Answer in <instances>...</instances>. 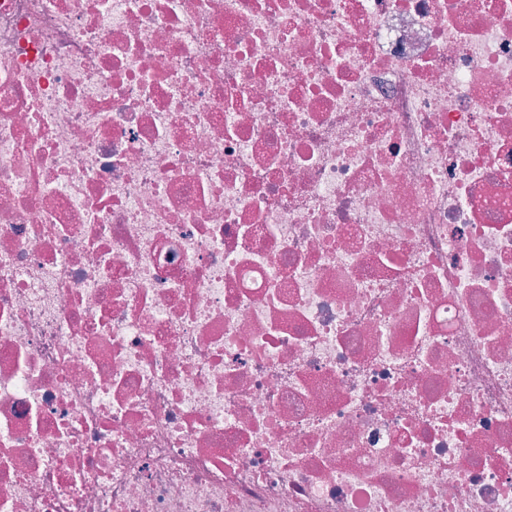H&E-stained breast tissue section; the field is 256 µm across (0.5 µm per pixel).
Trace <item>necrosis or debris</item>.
Instances as JSON below:
<instances>
[{"instance_id": "obj_1", "label": "necrosis or debris", "mask_w": 512, "mask_h": 512, "mask_svg": "<svg viewBox=\"0 0 512 512\" xmlns=\"http://www.w3.org/2000/svg\"><path fill=\"white\" fill-rule=\"evenodd\" d=\"M0 512H512V0H0Z\"/></svg>"}]
</instances>
